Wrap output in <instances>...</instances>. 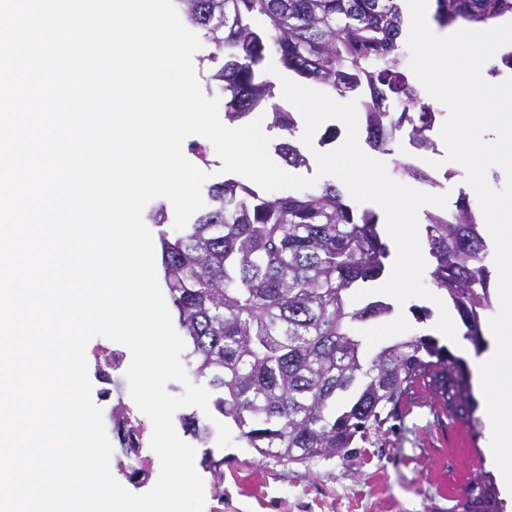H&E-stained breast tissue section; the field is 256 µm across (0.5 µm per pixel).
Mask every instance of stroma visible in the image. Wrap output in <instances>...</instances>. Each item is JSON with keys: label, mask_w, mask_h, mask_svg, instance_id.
Listing matches in <instances>:
<instances>
[{"label": "stroma", "mask_w": 512, "mask_h": 512, "mask_svg": "<svg viewBox=\"0 0 512 512\" xmlns=\"http://www.w3.org/2000/svg\"><path fill=\"white\" fill-rule=\"evenodd\" d=\"M435 150H417L408 143L406 133H399L389 150L373 151L372 156L385 163L392 178H401L398 165L405 162L427 168L436 162L435 176L443 185H432L403 178L405 185L430 194H447V211H454L459 198L476 202L473 189L465 181V171L447 161L446 146L439 131H432ZM428 308L427 319L417 320L414 310ZM439 309L432 301L410 299L394 306L384 318L392 329V338L434 336L440 345L465 361L476 352L465 339L464 325H457L456 343L435 334ZM117 352L119 367L97 370L89 366L91 399L104 417H111L116 402L131 406L144 437H151L150 420L134 409L126 371L131 353L123 345L96 337L86 346V356L97 351ZM196 457L212 452L223 459L222 477L201 470L204 484V512H462L463 490L479 478H495L486 463L484 438L474 433L470 424L449 417L447 406L435 398L431 389L417 384L411 397L402 402L381 429L370 431L347 457L316 459L309 465L261 458L244 441L219 447L216 437L195 443Z\"/></svg>", "instance_id": "1"}]
</instances>
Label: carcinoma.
<instances>
[{
	"label": "carcinoma",
	"instance_id": "cac0c4a2",
	"mask_svg": "<svg viewBox=\"0 0 512 512\" xmlns=\"http://www.w3.org/2000/svg\"><path fill=\"white\" fill-rule=\"evenodd\" d=\"M223 57L212 75L233 123L274 96L259 67L274 53L282 66L341 95L365 90L367 142L385 150L402 128L418 148L431 143L437 113L402 67L405 18L399 0H177ZM435 20L493 25L512 16V0H436ZM264 16L267 29L251 24ZM271 128L292 133L293 113L272 106ZM285 163L308 164L292 142L275 146ZM210 205L170 239L160 233L165 284L184 332L192 374L216 391L214 410L260 456L305 464L344 456L397 409L418 380L474 421L476 401L465 361L430 337L366 351L364 326L391 313L384 301L353 304L354 291L381 278L390 255L372 210L348 204L334 183L302 194L267 197L227 179L208 190ZM434 287L459 314L464 338L485 345L489 307L486 246L465 198L425 226ZM185 432L206 442L193 413ZM121 447L118 470L144 476L141 430L122 403L112 409ZM464 512H501L489 480L465 490Z\"/></svg>",
	"mask_w": 512,
	"mask_h": 512
}]
</instances>
